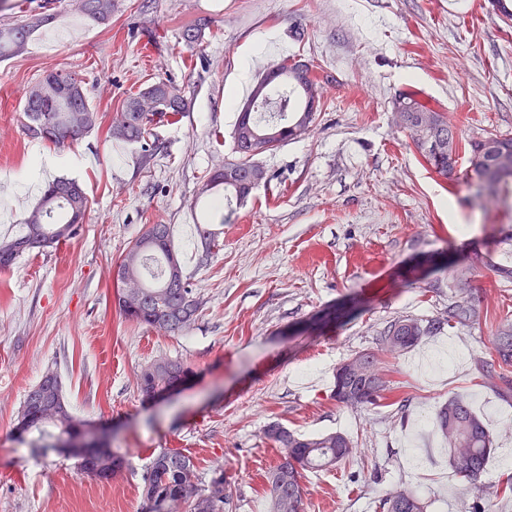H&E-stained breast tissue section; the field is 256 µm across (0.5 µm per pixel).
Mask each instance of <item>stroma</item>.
Listing matches in <instances>:
<instances>
[{
    "instance_id": "35a3bbf8",
    "label": "stroma",
    "mask_w": 512,
    "mask_h": 512,
    "mask_svg": "<svg viewBox=\"0 0 512 512\" xmlns=\"http://www.w3.org/2000/svg\"><path fill=\"white\" fill-rule=\"evenodd\" d=\"M9 2L0 25L44 6L56 18L0 61V240L23 233L54 178L78 180L88 208L74 238L0 270V512H143L139 488L164 448L191 455L205 478L223 467L229 512H267L265 474L281 454L263 433L272 422L359 444L357 460L307 474L305 512H375L397 484L428 512H471L474 489L441 457L431 425L452 395L474 401L494 433L484 482L512 476L500 456L512 448V398L477 362L512 317V279L479 261L512 229V200L474 207L466 156L452 175L432 171L392 114L410 93L448 113L463 140L512 136V23L490 0H150L146 11L143 0H114L103 24L72 0ZM202 17V43L185 46L181 26ZM283 48L321 69L313 126L257 156L268 179L243 205L205 218L208 174L233 157L226 106L244 101ZM58 69L82 73L108 119L161 79L184 89L190 110L154 129L163 150L147 165L140 146L101 130L61 148L32 140L22 96ZM201 223L222 250L207 252ZM149 224L170 225L202 302L180 333L125 320L114 298L116 265ZM442 257L470 266L487 319L390 358L394 388L381 406L338 405L337 366L376 348L388 321L447 314L448 275L430 264ZM160 356L193 373L148 403L137 375ZM50 370L72 413L109 430L125 459L112 481L15 436L28 390Z\"/></svg>"
}]
</instances>
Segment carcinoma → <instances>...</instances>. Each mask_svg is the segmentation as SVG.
Masks as SVG:
<instances>
[{"instance_id": "obj_1", "label": "carcinoma", "mask_w": 512, "mask_h": 512, "mask_svg": "<svg viewBox=\"0 0 512 512\" xmlns=\"http://www.w3.org/2000/svg\"><path fill=\"white\" fill-rule=\"evenodd\" d=\"M77 10L84 16L105 23L112 17V0H76ZM53 19L41 12L25 23L0 26V61L19 53L31 33ZM209 22L199 19L181 27V38L188 45L198 43ZM300 82L288 80V111L261 117L258 108L274 97L267 88L268 75L256 83L239 112L232 131L233 160L224 167L234 169L233 180L212 173L203 192L211 194L208 212L223 217L224 205L232 199L248 198L245 183L251 174L263 181L266 171L254 158L258 147L263 152L276 150L292 139L293 131L310 129L321 98V80L314 65H305ZM393 110L401 126L408 131L426 163L437 173H453L462 150L460 138L450 139L455 126L445 112H438L403 93L395 99ZM187 111L184 91L170 81L159 80L128 97L117 118L107 125V137L126 144L147 140L160 123ZM23 112L28 120L30 137L54 146H63L82 139L100 128L103 116L89 102L82 74L57 70L46 74L24 96ZM469 187L473 196L486 204L507 198L512 181V166L496 163L503 154L512 156V137L489 136L468 143ZM86 192L73 179L59 178L49 184L39 204L25 221V232L19 237L0 241V269L13 266L24 254L69 240L84 223L87 210ZM120 282L141 285L140 294L128 299L118 298L119 312L128 320L164 333H179L195 321L201 301L194 295L176 254L170 225L149 224L117 264ZM448 272V287L454 295L448 302V315L423 321L413 316H400L389 321L380 333L378 349L364 350L338 366L344 373L335 374L333 398L351 410L377 406L387 399L390 381L386 379L385 361L380 352L402 354L417 345L424 336L436 335L445 327L468 326L488 316V310L475 300L471 288V269L452 262L443 266ZM486 372L493 376L496 368L512 367V321L500 322L492 342L490 357L479 359ZM192 368L181 360L158 358L144 365L138 375L142 394L162 391L181 377H188ZM18 416L29 418V431L41 437H61L73 432L77 424L64 400L58 375L47 371L31 388ZM434 427L448 447V465L452 471L471 481L484 471L495 442L490 429L458 396L448 397L434 418ZM266 436L284 449L278 463L266 475L268 512H303L306 495L305 475L332 468L357 456V441L339 432L306 436L278 423L270 424ZM77 469L100 481L108 478V459ZM228 481H202L193 457L162 449L150 461L140 497L154 503V508L167 505V512L183 504L186 512H226L229 508ZM380 512H426V502L407 489H392L379 499Z\"/></svg>"}]
</instances>
